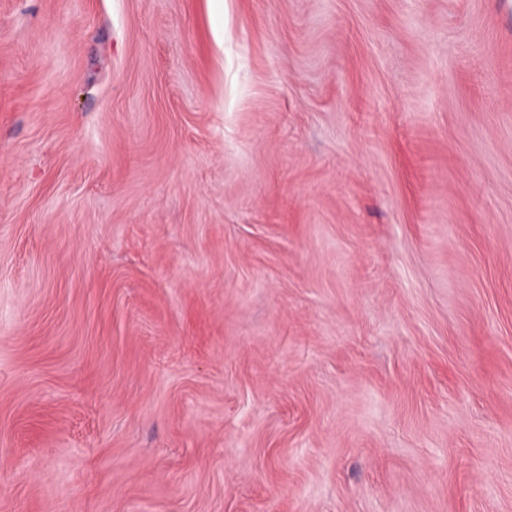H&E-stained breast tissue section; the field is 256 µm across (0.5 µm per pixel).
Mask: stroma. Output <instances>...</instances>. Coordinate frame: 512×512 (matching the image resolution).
I'll list each match as a JSON object with an SVG mask.
<instances>
[{
  "mask_svg": "<svg viewBox=\"0 0 512 512\" xmlns=\"http://www.w3.org/2000/svg\"><path fill=\"white\" fill-rule=\"evenodd\" d=\"M0 512H512V0H0Z\"/></svg>",
  "mask_w": 512,
  "mask_h": 512,
  "instance_id": "stroma-1",
  "label": "stroma"
}]
</instances>
